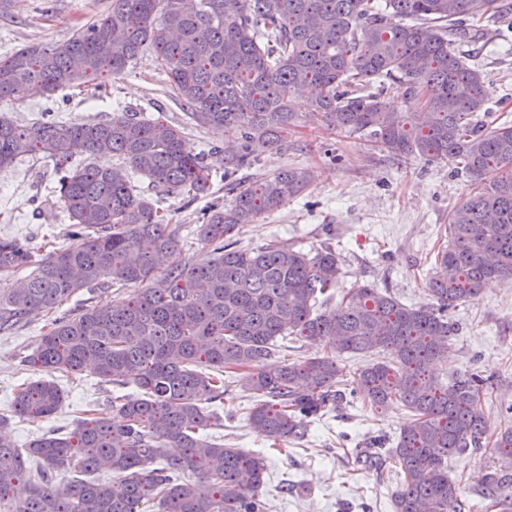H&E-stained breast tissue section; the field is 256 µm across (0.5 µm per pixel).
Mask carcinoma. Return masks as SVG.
<instances>
[{
    "label": "carcinoma",
    "instance_id": "cac0c4a2",
    "mask_svg": "<svg viewBox=\"0 0 512 512\" xmlns=\"http://www.w3.org/2000/svg\"><path fill=\"white\" fill-rule=\"evenodd\" d=\"M486 19L512 29L508 0H112L61 44H29L0 58V101L39 86L53 94L103 76H119L151 50L170 87L200 127L224 130L228 206L203 209L206 258L181 257L182 225L166 222L158 201L211 194L206 155L183 129L138 112L106 121L20 124L0 116V169L41 155L58 176L56 201L68 214L72 244L37 260L16 240L0 241V271L32 266L0 297V332L36 312H53L81 290L135 289L117 307L83 305L56 318L28 356L45 376L19 388L13 411L28 420L53 415L64 401L55 372H90L101 383L132 386L116 405L119 421L93 414L62 433L49 430L20 448L0 434V508L4 512H267L263 458L227 448L205 434L224 426V372L252 401L248 421L277 445L301 440L317 419L361 398L375 408L396 399L412 413L396 445L372 450L397 459L404 474L395 512H464L448 456L486 440L482 399L492 376L473 369L446 385L431 365L448 355L456 323L448 310L475 300L490 281H512V124L490 129L484 75L454 42ZM420 100L426 112H401L390 92ZM308 115L329 128L360 133L397 161L455 159L479 186L456 207L448 248L438 254L448 276L432 278L433 303L402 304L369 284L341 293L319 314L343 278L329 246L314 254L274 238L238 246L241 228L302 193L311 175L282 169L242 188L240 171L281 147L283 133ZM78 155H114L120 167ZM149 180L156 198L133 178ZM326 344L292 363L266 366L278 339ZM387 351L390 362L343 379L344 354ZM499 464L481 495L512 512V427L492 442ZM112 474V482L93 475ZM69 480L53 483V474Z\"/></svg>",
    "mask_w": 512,
    "mask_h": 512
}]
</instances>
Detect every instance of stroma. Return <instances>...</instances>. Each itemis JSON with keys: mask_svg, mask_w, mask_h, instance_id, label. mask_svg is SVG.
Returning a JSON list of instances; mask_svg holds the SVG:
<instances>
[{"mask_svg": "<svg viewBox=\"0 0 512 512\" xmlns=\"http://www.w3.org/2000/svg\"><path fill=\"white\" fill-rule=\"evenodd\" d=\"M111 6L112 0H0V57L27 44L64 42ZM485 31L487 44L479 57L485 121L495 128L512 122V54L502 48L498 25H487ZM102 83L99 90L89 84L50 96L34 89L22 101L0 102V114L20 123L47 113L62 122L105 120L126 108L150 118L165 117L183 128L191 148L208 152L216 197L231 202L219 151L223 131L191 124L180 103L169 96V82L151 51L141 53L123 75L103 78ZM289 167L310 169L313 182L279 210L245 225L241 246L254 248L275 236L296 242L306 252L329 246L341 261L343 287L368 283L406 305L430 304L427 282L440 271L437 253L448 243L450 214L473 189L455 162H396L362 135L338 133L304 117L288 130L282 150L260 154L241 177L248 184ZM55 182L52 162L39 155L0 170V239H15L35 250L48 240L66 243L69 218L50 193ZM205 205V200L192 202L183 195L163 202L169 222L184 227L185 260L207 255L196 236ZM451 316L459 331L447 359L434 364L433 373L441 383L471 368L498 379L496 391L482 406L486 435L495 439L512 426L507 412L512 406V281L491 282L476 300L453 308ZM47 321L46 313L36 312L26 323L0 333V416L9 419L5 435L19 445L41 428L72 429L89 409L97 417H113V400L128 393L125 387L87 375L62 376L58 382L65 400L49 419L34 424L14 417L17 386L42 376L24 357L35 348ZM224 385V426L213 435L229 447L265 458L268 512H393L392 494L401 480L397 461L386 457L375 466L359 461L358 454L378 436L396 438L408 418L400 402L377 411L357 401L343 404L312 423L304 440L279 452L250 428L248 397L232 380ZM495 460L489 447L449 457L448 475L457 483L466 512H486L477 490Z\"/></svg>", "mask_w": 512, "mask_h": 512, "instance_id": "obj_1", "label": "stroma"}]
</instances>
